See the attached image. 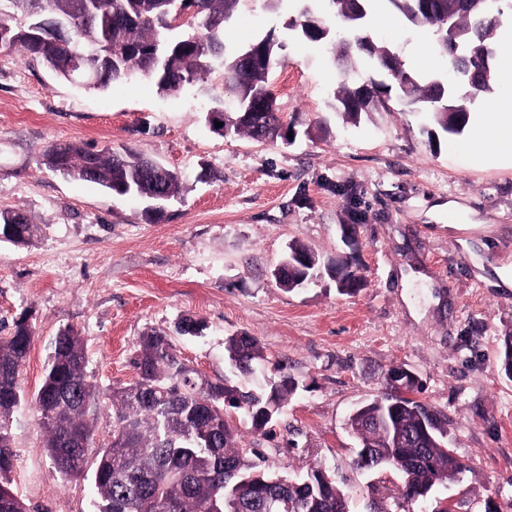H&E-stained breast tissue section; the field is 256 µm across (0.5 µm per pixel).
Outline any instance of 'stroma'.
<instances>
[{
	"instance_id": "1",
	"label": "stroma",
	"mask_w": 512,
	"mask_h": 512,
	"mask_svg": "<svg viewBox=\"0 0 512 512\" xmlns=\"http://www.w3.org/2000/svg\"><path fill=\"white\" fill-rule=\"evenodd\" d=\"M327 18L324 0H246L224 27L228 49L273 36L270 74L290 142L214 133L206 115L221 73L177 93L142 78L104 91L59 80L42 64L0 49V210H21L36 228L23 245L0 240V328L27 317L35 340L21 374L23 400L12 415L11 487L27 512H96L91 473L64 478L45 448L33 408L51 344L60 331L83 337L88 378L99 391L93 446L112 435L113 390L132 383L140 336L167 334L178 355L213 382L231 372L224 339L256 337L269 363L250 380L263 385L274 365L298 383L270 432L247 434L279 476L323 464L353 512L388 507L400 481L354 464L350 413L384 389L402 366L420 379L417 398L448 421L464 470L437 488L457 512H484L489 498L512 505V379L500 368L512 335V157L483 159L463 136L432 145L429 126L397 95L387 108L344 122L333 93L344 84L387 81L366 57L353 69L322 44L298 39L287 22L302 11ZM386 14L375 35L407 60L418 29ZM150 158L183 176V192L158 221L146 202L40 162L56 143ZM355 225L358 246L342 238ZM322 260L348 257L365 285L340 294L331 279L295 291L271 272L292 242ZM183 318L201 322L183 336Z\"/></svg>"
}]
</instances>
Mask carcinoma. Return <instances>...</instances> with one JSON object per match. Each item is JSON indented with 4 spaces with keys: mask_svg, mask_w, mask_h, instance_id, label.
Instances as JSON below:
<instances>
[{
    "mask_svg": "<svg viewBox=\"0 0 512 512\" xmlns=\"http://www.w3.org/2000/svg\"><path fill=\"white\" fill-rule=\"evenodd\" d=\"M243 0H187L194 10L174 23L182 0H0V30L12 34L9 49L23 50L59 79L105 89L116 80L144 77L158 89L173 93L196 84L216 69L224 75V94L213 112L223 126L219 135H245L253 140L284 138L277 100L267 96L269 73L275 63L274 42L266 37L235 51L224 46V23ZM338 23L309 17L298 24L301 38L345 50L363 52L370 62L390 72L395 86L370 82L371 92L343 85L335 93L336 111L349 120L384 104L382 96L396 90L410 112L428 118L435 130L464 132L470 104L495 86L491 60L496 53V29L502 0H386L415 28H427L434 51L453 65V84L442 76L422 79L403 68L394 50L364 28L365 0H331ZM68 17L71 40L38 44L28 28L45 15ZM94 53L102 60L100 75L85 81L76 75L75 60ZM255 58L246 66L242 56ZM42 164L75 179L90 180L116 197H134L147 189L153 162L134 155L92 151L70 142L44 150ZM92 176H87L88 166ZM156 188L168 199L181 192L180 174L168 168ZM288 276L279 286L291 291L318 276L321 261L307 247L293 243L286 254ZM34 331L23 319L0 337V512H26L22 500L1 481L13 467L9 422L22 400L20 373ZM228 366L249 376L263 359L259 341L248 335L224 339ZM135 381L112 394V439L90 452L92 429L87 419L98 395L86 375L84 341L72 330L53 342L35 408L46 435L45 447L63 476L82 475L94 467L97 512H351L349 500L331 472L319 466L287 478L259 469V448L241 445L239 429L226 418L225 401L244 425L263 432L283 416L297 383L276 368V376L260 389L205 379L176 353L160 333L144 334L131 359ZM388 391L364 403L349 416L358 440L355 465L366 471L391 469L401 477L393 512H425L433 489L462 472L455 453L448 452L446 422L411 394L421 390L418 378L405 387L392 382Z\"/></svg>",
    "mask_w": 512,
    "mask_h": 512,
    "instance_id": "cac0c4a2",
    "label": "carcinoma"
}]
</instances>
